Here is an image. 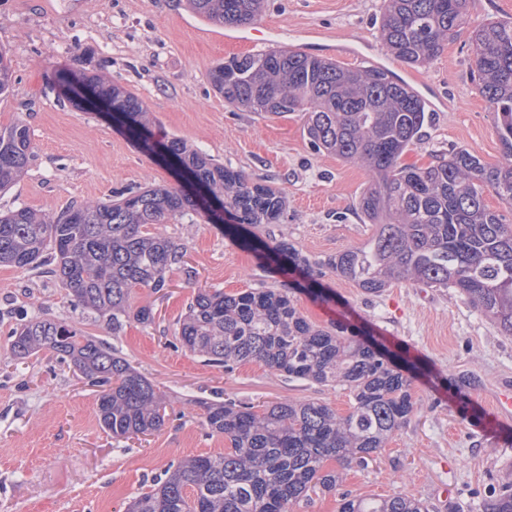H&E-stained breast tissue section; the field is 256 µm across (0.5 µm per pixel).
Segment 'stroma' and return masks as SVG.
I'll return each mask as SVG.
<instances>
[{"mask_svg":"<svg viewBox=\"0 0 512 512\" xmlns=\"http://www.w3.org/2000/svg\"><path fill=\"white\" fill-rule=\"evenodd\" d=\"M383 6V0H264L257 19L262 41L228 44L222 27L183 0H0V49L16 76L0 97V127L24 120L33 147L21 180L0 193V209L26 206L57 216L137 187H178L174 168L111 118L63 98L61 76L98 73L139 97L157 139L181 138L284 193V216L250 227L252 236L287 242L313 261L365 243L376 230L355 209L371 180L366 168L312 148L299 113L267 117L225 104L209 74L231 56L280 47L351 69L376 62L409 83L429 114L403 163L425 168L461 147L495 166L501 144L494 109L478 88L469 29L425 65L411 67L380 39ZM155 230L180 241L185 257L164 290L135 289L132 307H150L152 322L129 320L117 333L75 305L50 264L0 266V512H126L171 465L227 448L205 425L200 398L256 405L311 400L342 415L350 411L342 387L291 379L259 362L227 373L183 347L179 320L198 290H284L291 280L200 215ZM322 282L333 303L292 290L309 321L325 326L349 314L407 347L436 375L473 377L470 398L486 414L496 392L512 386V335L453 289L403 281L369 294L331 272ZM26 315L75 325L130 360L167 397L160 430L112 438L98 421L97 387L50 353L15 357L10 333ZM410 393L407 424L365 468L343 471L342 490L415 497L432 512H484L494 490L512 484V424L496 431L469 425L450 396L425 379L414 380Z\"/></svg>","mask_w":512,"mask_h":512,"instance_id":"stroma-1","label":"stroma"}]
</instances>
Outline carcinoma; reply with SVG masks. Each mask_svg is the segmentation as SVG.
<instances>
[{
	"mask_svg": "<svg viewBox=\"0 0 512 512\" xmlns=\"http://www.w3.org/2000/svg\"><path fill=\"white\" fill-rule=\"evenodd\" d=\"M263 0H189L194 13L218 26L250 24ZM469 0H385L380 37L388 52L411 65L436 57L448 39L470 29L479 89L496 110L503 145L500 162L485 166L467 149H452L426 167L401 157L421 137L428 119L421 97L383 67L352 70L297 50L234 56L210 74L224 102L259 114L307 116L311 146L365 166L372 183L357 210L376 233L352 247L313 262L285 242H247L270 265L294 276L299 290L329 303L320 288L328 269L378 293L394 282L453 288L512 335V222L483 200L493 191L512 210V22L474 23ZM15 81L0 51V95ZM82 81L120 110V121L150 151L146 111L130 91L99 74ZM165 147L202 185L197 198L183 189L144 187L112 203L87 200L60 216L28 207L0 211V265L28 268L45 253L53 276L76 304L112 322L152 321V309L132 310L133 289L159 292L183 262L176 240L147 230L189 212L224 222L237 233L246 224H274L286 202L279 191L187 148L179 138ZM32 154L27 125L0 128V191L14 185ZM11 351L26 358L47 351L101 388L96 411L102 429L116 438L147 435L165 421L163 397L131 363L103 342L53 319H21ZM182 345L226 372L261 362L290 379L336 384L353 397L340 415L315 402H280L262 408L234 400L200 401L208 429L229 447L218 455L177 464L150 491L132 499L127 512H290L310 494L333 492L341 473L328 463L364 467L386 447L413 413L412 379L428 367L401 346L388 344L350 319L329 326L308 322L283 291L250 289L235 295L200 290L180 320ZM337 512H429L421 499L400 495L371 499L340 495ZM489 512H512V488L500 489Z\"/></svg>",
	"mask_w": 512,
	"mask_h": 512,
	"instance_id": "1",
	"label": "carcinoma"
}]
</instances>
